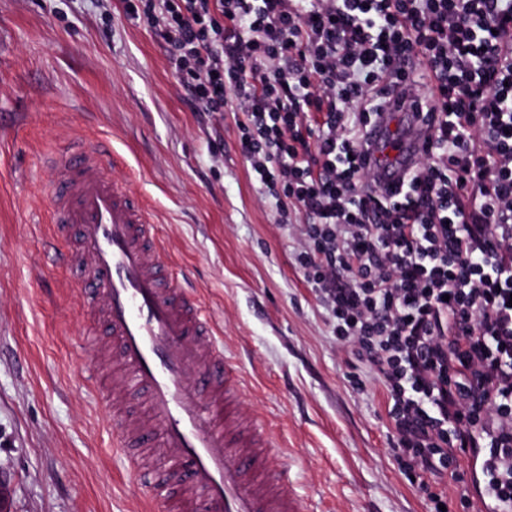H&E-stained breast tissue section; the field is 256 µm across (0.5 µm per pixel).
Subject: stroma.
Segmentation results:
<instances>
[{
	"mask_svg": "<svg viewBox=\"0 0 512 512\" xmlns=\"http://www.w3.org/2000/svg\"><path fill=\"white\" fill-rule=\"evenodd\" d=\"M110 140L111 177L151 209L185 289L244 376L306 512H429L400 472L379 385L296 261L238 146L237 115L191 108L152 30L122 0H0V512H153L87 370L88 314L50 248L44 160Z\"/></svg>",
	"mask_w": 512,
	"mask_h": 512,
	"instance_id": "1",
	"label": "stroma"
}]
</instances>
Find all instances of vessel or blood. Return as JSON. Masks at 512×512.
I'll return each mask as SVG.
<instances>
[{
    "label": "vessel or blood",
    "mask_w": 512,
    "mask_h": 512,
    "mask_svg": "<svg viewBox=\"0 0 512 512\" xmlns=\"http://www.w3.org/2000/svg\"><path fill=\"white\" fill-rule=\"evenodd\" d=\"M392 124L383 114L366 136L382 164L380 194L402 186L425 146L422 127L399 142ZM111 159L102 141L60 149L49 205L58 234L76 239L59 259L75 274L83 308L101 313L112 338L115 391L138 398L143 413L130 421L112 410L131 472L148 480L155 512H168L175 483L197 512H304L265 425L239 423L240 369L175 275L151 211L128 184L106 175ZM157 451L168 469L154 471L143 460Z\"/></svg>",
    "instance_id": "b4317fda"
}]
</instances>
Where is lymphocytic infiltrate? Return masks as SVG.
Segmentation results:
<instances>
[{
  "mask_svg": "<svg viewBox=\"0 0 512 512\" xmlns=\"http://www.w3.org/2000/svg\"><path fill=\"white\" fill-rule=\"evenodd\" d=\"M239 146L304 278L382 387L405 476L512 512V0H123ZM421 68L400 69L409 56ZM430 136L399 201L361 153L389 102ZM442 485L443 487H447L448 489V500L449 503L453 506L452 508L456 510L454 512H486L485 506L480 502V500L477 497L471 477L469 478L468 483L463 485L456 483L454 480H452L450 475H448V477L446 476L444 478ZM463 492H466L471 501L473 502V507L469 509L470 511H461L462 509L459 506V498Z\"/></svg>",
  "mask_w": 512,
  "mask_h": 512,
  "instance_id": "f902f5d3",
  "label": "lymphocytic infiltrate"
}]
</instances>
